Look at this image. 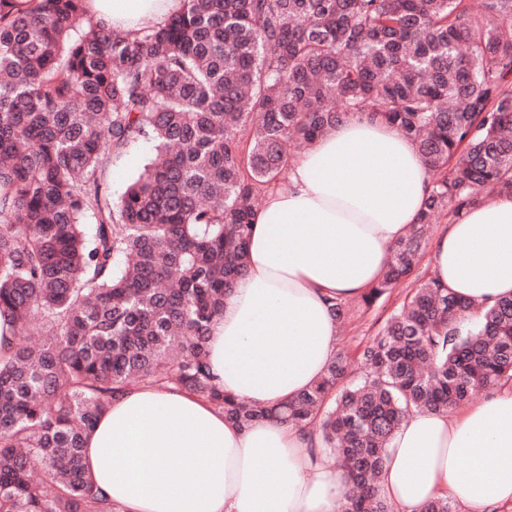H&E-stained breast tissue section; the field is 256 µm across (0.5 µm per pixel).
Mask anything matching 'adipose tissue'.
<instances>
[{"instance_id": "obj_1", "label": "adipose tissue", "mask_w": 512, "mask_h": 512, "mask_svg": "<svg viewBox=\"0 0 512 512\" xmlns=\"http://www.w3.org/2000/svg\"><path fill=\"white\" fill-rule=\"evenodd\" d=\"M183 0H88L105 28L163 24ZM431 175L396 128L347 119L293 159L254 217L247 271L212 325L208 362L226 393L272 406L318 381L336 352L327 301L383 274L415 224ZM430 273L455 294H512V196L435 237ZM84 466L117 512H343L347 479L317 435L264 421L241 429L182 391L135 387L85 440ZM393 512L450 497L464 512L512 510V386L453 415L417 410L385 453Z\"/></svg>"}]
</instances>
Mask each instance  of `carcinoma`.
<instances>
[{"mask_svg":"<svg viewBox=\"0 0 512 512\" xmlns=\"http://www.w3.org/2000/svg\"><path fill=\"white\" fill-rule=\"evenodd\" d=\"M84 2L0 0V512H116L84 440L134 386L193 394L240 428L317 422L345 512H392L380 482L403 419L512 383V296L458 299L421 270L430 224L512 196V0H184L135 35L86 24ZM357 114L395 126L432 173L358 304L412 288L359 344V377L339 350L303 393L239 401L207 343L259 198L288 140ZM139 138L156 156L116 204L106 171ZM352 303L331 301L337 323Z\"/></svg>","mask_w":512,"mask_h":512,"instance_id":"cac0c4a2","label":"carcinoma"}]
</instances>
